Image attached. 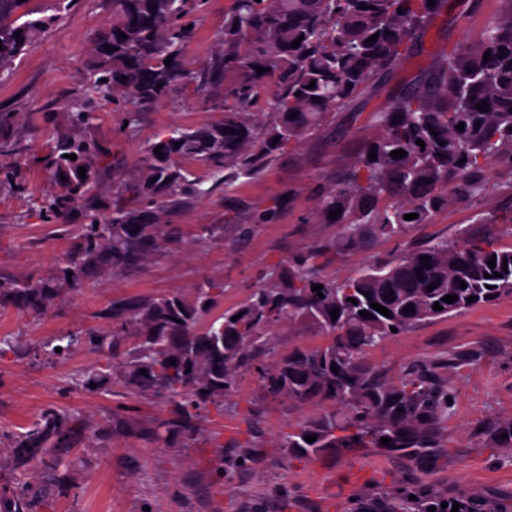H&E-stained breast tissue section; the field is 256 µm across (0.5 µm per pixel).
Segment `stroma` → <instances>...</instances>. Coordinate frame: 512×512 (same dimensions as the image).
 Listing matches in <instances>:
<instances>
[{
  "label": "stroma",
  "mask_w": 512,
  "mask_h": 512,
  "mask_svg": "<svg viewBox=\"0 0 512 512\" xmlns=\"http://www.w3.org/2000/svg\"><path fill=\"white\" fill-rule=\"evenodd\" d=\"M232 5L233 0H206L191 13L195 33L184 53L191 68L202 66L217 49L224 14ZM500 6V0H457L453 26L430 23L422 52L399 63L389 86L357 98L358 121L335 113L319 133L291 144L257 180L186 200L164 218L180 227L181 243L139 272L87 279L38 317L0 307V337L13 342L11 350L0 353V433L25 431L50 405L79 418L65 447L36 467L21 468L14 450L0 445V499L13 497L24 482L49 478L53 485L37 512H392L396 499L409 494L473 495L487 500L493 512H512V446L493 444L479 433L484 424L512 421V298L413 329L369 353L370 362L394 379L412 365L439 362L438 375L454 393L435 447L410 454L335 448L307 462L288 458L277 445L279 434L326 407L261 399L251 378L225 399L223 408L204 411L194 443L186 447L176 441L163 448L141 431L165 415V405L127 396L109 381L90 390L71 384L73 374L100 362L89 346L78 345L61 358L33 351L53 336L102 327L112 300L186 294L209 277L223 278L224 304L234 306L245 287L268 269L332 239L337 226L323 223L315 211L324 186L353 161L362 141L373 137L370 113L386 107L393 84L429 68L442 49L474 39ZM27 8L34 17L52 15L56 21L36 31L11 72L0 76V113L12 117L0 134L19 146L13 154L0 155V166L15 173L13 182L0 184L4 278L40 277L63 265L77 245L71 227L84 223L86 208L111 212L113 180L135 173L148 144L169 128L220 119L224 99L219 88L203 95L180 90L143 111L135 127L125 128L124 103L85 93L98 64L97 38L112 22V0H75L59 14L55 0H29ZM78 101L92 118L75 128L70 116ZM72 131L96 142L106 158L95 170L91 196L47 223L39 211L56 191L47 161L57 135ZM279 198L285 205L274 220L250 236L240 235L239 225ZM507 212H512V169L497 166L487 173L475 201L451 204L430 223L413 225L403 241L380 239L367 250L329 257L325 272L344 277L465 232L506 247L512 245V233L496 219ZM203 224L223 225V240L204 248L194 245L191 238ZM451 354L460 357V364L442 367ZM246 443L255 450L250 467L242 470L234 462L235 448Z\"/></svg>",
  "instance_id": "1"
}]
</instances>
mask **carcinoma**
<instances>
[{
  "label": "carcinoma",
  "instance_id": "carcinoma-1",
  "mask_svg": "<svg viewBox=\"0 0 512 512\" xmlns=\"http://www.w3.org/2000/svg\"><path fill=\"white\" fill-rule=\"evenodd\" d=\"M188 2L112 0V25L97 47L100 74L89 78L87 90L125 99L132 127L140 112L177 89L192 86L201 94L222 84L221 120L174 128L150 143L138 172L112 183V193L127 204L114 206L105 219L94 208L87 211L86 223L75 228L76 250L51 275L0 280V306L41 313L61 291L81 287L88 276L108 279L146 266L181 240L173 225L162 223L164 215L186 199L210 193L203 179H189L176 159L195 162L214 184L226 188L241 178L257 179L291 143L316 135L332 114L351 110L360 94L421 44L428 21L446 16L453 22L450 0H434L433 6L428 0H234L224 15L220 48L201 68L191 69L183 62L194 36ZM26 3L0 0V75L10 71L33 31L58 19L23 22ZM503 3L506 7L476 39L443 50L429 74L371 114L376 134L336 174L316 211L323 222L339 227L337 237L272 268L262 282L247 288L240 304L215 317L212 312L224 296L222 280H208L189 296L173 291L116 299L104 312L107 327L57 336L38 349L61 357L83 341L106 363L88 368L72 384H99L110 373L127 393L163 400L169 410L152 435L164 447L174 439L195 440L201 412L223 406L248 377L257 379L264 400L332 405L281 434L278 447L289 456L312 459L326 448H381L384 437L390 438L385 447L393 452L432 447L437 426L448 418L451 396L448 383L437 377V366L417 365L393 380L367 355L420 325L511 297L512 248L465 233L456 242L436 241L343 278L324 274L323 259L365 249L377 239L402 240L412 225L429 223L449 203L475 200L492 167L512 168V0ZM373 35L376 41L365 43ZM296 39L300 44L293 48ZM107 46L111 51H105ZM258 66L267 72L257 74ZM266 89L271 109L262 122L255 104ZM483 103L487 110L476 109ZM275 137L279 142H273ZM418 139L425 147L416 144ZM397 149L407 156L391 157ZM371 152L377 154L374 161L368 159ZM71 154L76 159H69ZM100 155L86 139L57 141L52 164L65 179L41 211L44 221L89 192V178L80 177L79 168H91ZM146 205L155 208L150 218ZM338 208L341 213L329 218ZM410 213L418 218L404 219ZM222 238L224 225L204 224L193 243L203 246ZM424 255L431 257L428 268ZM492 258L493 267L488 265ZM316 284L322 286L320 296L312 290ZM430 284L435 288L428 289ZM446 295L456 301H443ZM471 296L477 300L468 301ZM372 302L386 307L389 316L370 307ZM436 302L439 311L433 309ZM410 303L414 312H404ZM333 309L339 310L335 320ZM362 310L370 316L362 317ZM285 323L322 342L296 343L268 366L275 330ZM76 422L74 414L50 406L27 431L11 437L10 447L21 465L30 467L71 437ZM308 435L316 440L306 442ZM488 436L512 445V421L493 427ZM42 493L24 485L3 512H33Z\"/></svg>",
  "mask_w": 512,
  "mask_h": 512
}]
</instances>
